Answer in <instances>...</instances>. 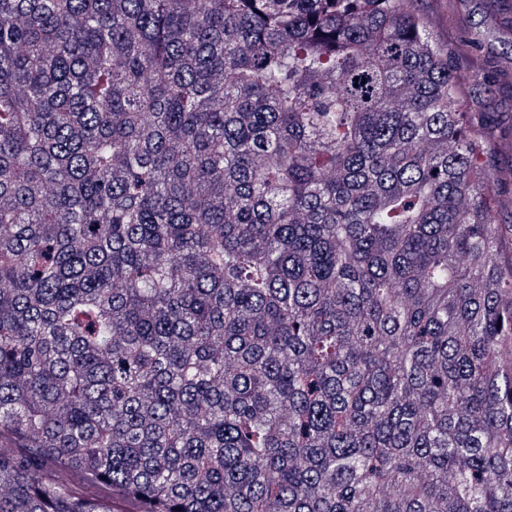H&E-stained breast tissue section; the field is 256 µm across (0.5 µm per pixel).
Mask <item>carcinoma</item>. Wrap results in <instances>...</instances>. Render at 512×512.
I'll list each match as a JSON object with an SVG mask.
<instances>
[{"label": "carcinoma", "mask_w": 512, "mask_h": 512, "mask_svg": "<svg viewBox=\"0 0 512 512\" xmlns=\"http://www.w3.org/2000/svg\"><path fill=\"white\" fill-rule=\"evenodd\" d=\"M443 7L0 0V512H512V0ZM422 7L427 14L431 30L437 38L444 42L452 41L456 37V31L448 28L440 0H426L422 3Z\"/></svg>", "instance_id": "carcinoma-1"}]
</instances>
